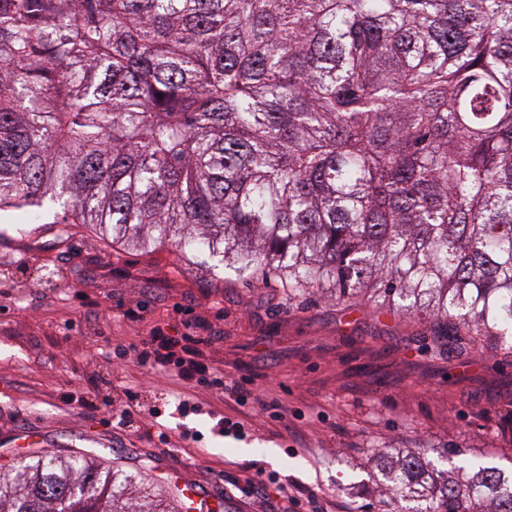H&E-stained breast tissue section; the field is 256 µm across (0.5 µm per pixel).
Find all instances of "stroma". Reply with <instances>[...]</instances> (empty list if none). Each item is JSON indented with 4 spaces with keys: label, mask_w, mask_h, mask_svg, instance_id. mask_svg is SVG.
Segmentation results:
<instances>
[{
    "label": "stroma",
    "mask_w": 512,
    "mask_h": 512,
    "mask_svg": "<svg viewBox=\"0 0 512 512\" xmlns=\"http://www.w3.org/2000/svg\"><path fill=\"white\" fill-rule=\"evenodd\" d=\"M210 337L204 353L231 377L253 378L246 406L199 387L203 414L180 416L178 384L134 361L101 354L137 341L156 320L176 324L183 309ZM425 322L342 305L321 296L289 299L261 277L216 281L185 269L174 247L138 253L86 228L57 245L51 231L18 234L0 223V463L39 449L95 448L111 465L144 470L174 491L183 478L225 492L229 512H293L276 493L242 497L257 472L314 491L313 512L372 505L376 453L422 448L436 459L452 445L484 465L512 466V357L480 346L433 352ZM77 389L93 399L63 403ZM278 402L284 422L262 411ZM132 409L137 430L112 429ZM161 419H154V410ZM246 419L244 437L219 436L215 414ZM304 445L280 437L282 424ZM197 434L185 447L183 430ZM168 443H160L159 431Z\"/></svg>",
    "instance_id": "stroma-1"
}]
</instances>
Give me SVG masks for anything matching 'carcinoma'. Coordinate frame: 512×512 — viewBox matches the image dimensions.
Instances as JSON below:
<instances>
[{"mask_svg": "<svg viewBox=\"0 0 512 512\" xmlns=\"http://www.w3.org/2000/svg\"><path fill=\"white\" fill-rule=\"evenodd\" d=\"M0 212L512 356V0H0ZM380 512H512V468L380 453ZM0 512H176L94 453Z\"/></svg>", "mask_w": 512, "mask_h": 512, "instance_id": "1", "label": "carcinoma"}]
</instances>
